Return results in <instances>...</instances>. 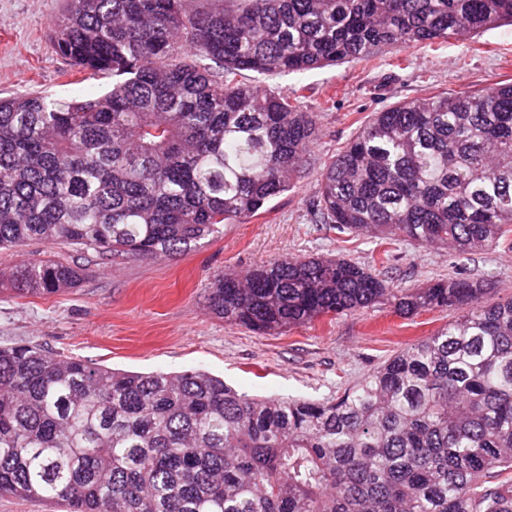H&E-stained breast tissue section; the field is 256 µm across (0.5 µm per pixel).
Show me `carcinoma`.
Segmentation results:
<instances>
[{"instance_id":"1","label":"carcinoma","mask_w":512,"mask_h":512,"mask_svg":"<svg viewBox=\"0 0 512 512\" xmlns=\"http://www.w3.org/2000/svg\"><path fill=\"white\" fill-rule=\"evenodd\" d=\"M511 25L512 0H66L48 23L87 100L0 98V248L156 258L267 211L317 135L257 79ZM253 79L245 81V73ZM314 222L460 255L512 232V84L402 100L325 165ZM35 260L19 295L73 288ZM394 286L344 258L214 277L208 307L268 334L388 304L462 314L342 394L252 398L199 370H114L0 346V497L69 512H512V300Z\"/></svg>"}]
</instances>
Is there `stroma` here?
<instances>
[{
    "mask_svg": "<svg viewBox=\"0 0 512 512\" xmlns=\"http://www.w3.org/2000/svg\"><path fill=\"white\" fill-rule=\"evenodd\" d=\"M63 0H0V96L41 92L64 99L102 94L106 76L72 73L49 40ZM512 84V27L439 46L385 48L372 58L262 79L263 87L301 90L317 115L318 139L303 175L267 213L228 224L223 234L176 257L84 254L60 244L0 251V345L30 343L64 358L131 372L200 369L251 397L323 399L352 386L407 345L441 330L451 310L405 318L377 305L335 318L260 334L211 314L218 273L247 271L284 258L345 256L373 264L376 239L336 234L314 223L311 206L324 164L374 113L432 93ZM78 264L77 287L53 295L13 292L11 275L35 255ZM382 277L423 287L461 275L485 282L484 303L512 299V240L462 258L437 246L394 245Z\"/></svg>",
    "mask_w": 512,
    "mask_h": 512,
    "instance_id": "obj_1",
    "label": "stroma"
}]
</instances>
